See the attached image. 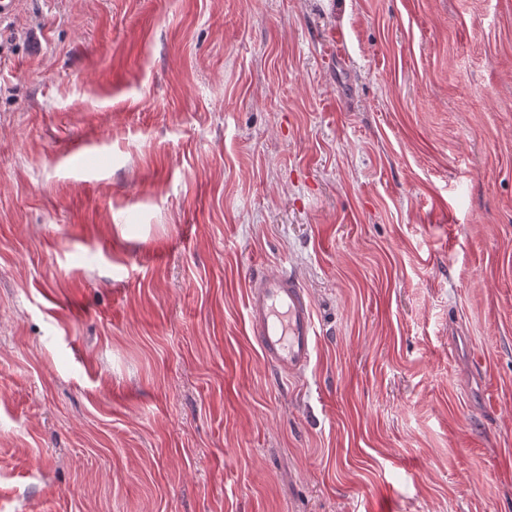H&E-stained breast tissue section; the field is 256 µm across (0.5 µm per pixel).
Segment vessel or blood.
Here are the masks:
<instances>
[{
	"label": "vessel or blood",
	"mask_w": 512,
	"mask_h": 512,
	"mask_svg": "<svg viewBox=\"0 0 512 512\" xmlns=\"http://www.w3.org/2000/svg\"><path fill=\"white\" fill-rule=\"evenodd\" d=\"M247 311L252 334L268 364L284 375L310 365L318 342L314 311L291 272L251 274Z\"/></svg>",
	"instance_id": "b4317fda"
}]
</instances>
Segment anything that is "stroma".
Wrapping results in <instances>:
<instances>
[{"instance_id":"35a3bbf8","label":"stroma","mask_w":512,"mask_h":512,"mask_svg":"<svg viewBox=\"0 0 512 512\" xmlns=\"http://www.w3.org/2000/svg\"><path fill=\"white\" fill-rule=\"evenodd\" d=\"M0 512H512V0L0 16ZM247 311L264 359L281 374L306 369L318 342L313 307L298 279L286 269L252 273Z\"/></svg>"}]
</instances>
